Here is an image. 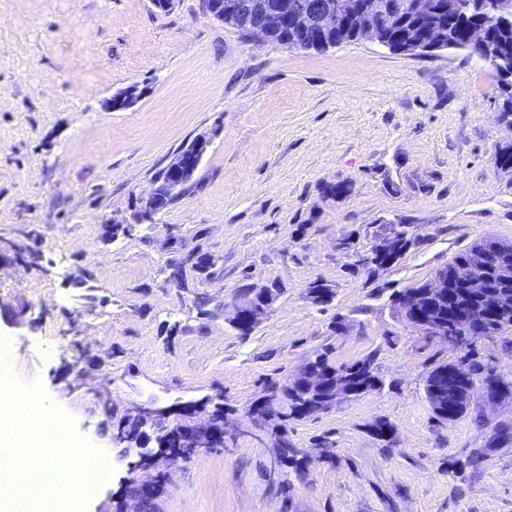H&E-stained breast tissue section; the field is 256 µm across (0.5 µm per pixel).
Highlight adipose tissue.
<instances>
[{"label": "adipose tissue", "mask_w": 512, "mask_h": 512, "mask_svg": "<svg viewBox=\"0 0 512 512\" xmlns=\"http://www.w3.org/2000/svg\"><path fill=\"white\" fill-rule=\"evenodd\" d=\"M20 409L9 397L0 398V487L23 484L29 488V502L34 512H56L57 489L68 484L72 447L66 422L57 416L38 411L37 429H23L18 425ZM45 444L55 450L54 456L41 459L42 473H50V480L34 474L22 466L37 445Z\"/></svg>", "instance_id": "obj_1"}]
</instances>
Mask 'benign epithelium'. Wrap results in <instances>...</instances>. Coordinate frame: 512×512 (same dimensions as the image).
I'll return each mask as SVG.
<instances>
[{"instance_id":"benign-epithelium-1","label":"benign epithelium","mask_w":512,"mask_h":512,"mask_svg":"<svg viewBox=\"0 0 512 512\" xmlns=\"http://www.w3.org/2000/svg\"><path fill=\"white\" fill-rule=\"evenodd\" d=\"M464 4H476L481 18L469 25L463 48L475 54L481 61L495 70L501 69L504 60L492 50L488 30L512 18V0H456ZM414 17L428 20L431 25L424 31L412 25L395 33L393 19L388 16L378 20L383 12L379 0H210L207 14L215 21L245 36V40L272 43L295 50L328 48L325 35L332 31L351 30L356 39L382 44L395 53L413 54L420 49L430 52L453 48L445 32L436 23L437 0H410ZM141 93L138 86L130 85L109 100V107L124 110L137 103ZM211 138L200 135L193 140L189 153L176 152L163 167L164 182L176 191L191 181ZM162 211V198L158 186H153L143 205L137 212V223L151 221ZM481 266L492 268L495 282L470 278L468 271ZM461 293L471 296L489 308L491 314L501 317L507 308V295L499 289L512 285V246L495 239H482L451 270H439L427 282L426 287L410 291L402 298L401 317L407 326L421 335L439 339L454 345L450 336L465 337L474 333V316L459 306L454 312H446L444 305L454 298L455 286ZM256 298L246 300L235 298L233 303L232 326L239 332H253L269 316L271 306L279 294L277 288H259ZM464 382L469 378L458 368L443 372L431 388V401L437 412L448 413V378ZM373 380L364 374L345 370H325L306 364L300 374L282 386L275 396L267 400L262 420L272 417L279 421L288 418L294 399L301 395L322 398L323 404L332 407L343 399L361 396L373 390ZM488 403L512 401V390L503 385H492L484 390ZM224 437V425L210 422L205 427L195 426L184 437V442L197 448H207L218 438ZM155 463L154 454L142 453L139 460L130 465L129 486L139 487L130 495L133 512H142L150 496L148 487L140 485L138 471Z\"/></svg>"}]
</instances>
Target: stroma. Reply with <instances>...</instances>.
I'll return each instance as SVG.
<instances>
[{
    "label": "stroma",
    "instance_id": "obj_1",
    "mask_svg": "<svg viewBox=\"0 0 512 512\" xmlns=\"http://www.w3.org/2000/svg\"><path fill=\"white\" fill-rule=\"evenodd\" d=\"M133 84L139 101L112 110ZM500 107L495 70L465 50L252 43L202 0L166 13L0 0V375L105 456L80 512H125L139 450L113 442L120 418L190 405L202 424L218 403L222 447L140 470L164 477L152 512H512V443L491 442L512 403L478 396L439 422L424 380L457 353L389 300L483 237L512 242V172L493 164L512 145ZM200 134L212 142L191 190L113 234ZM393 229L417 243L375 279L339 248L366 252ZM192 251L211 256L210 275H171ZM317 279L335 292L324 308L308 295ZM244 283L279 291L246 337L229 322ZM202 297L215 317L199 314ZM328 344L339 363L371 358L381 388L252 426L268 386ZM286 446L301 472L282 464Z\"/></svg>",
    "mask_w": 512,
    "mask_h": 512
}]
</instances>
